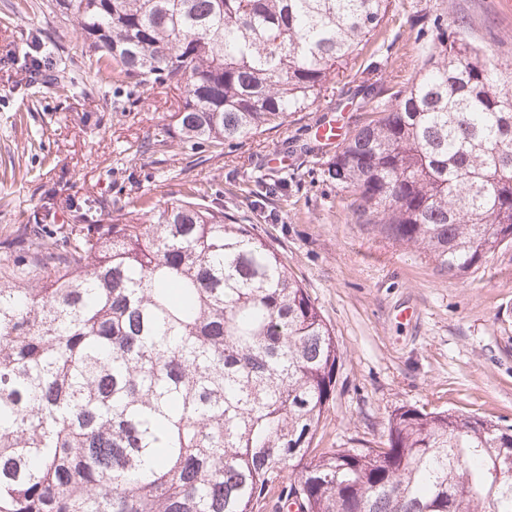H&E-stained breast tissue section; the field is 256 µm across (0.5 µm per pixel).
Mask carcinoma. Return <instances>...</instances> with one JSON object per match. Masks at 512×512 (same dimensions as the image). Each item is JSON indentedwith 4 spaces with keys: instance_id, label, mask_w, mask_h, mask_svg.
Listing matches in <instances>:
<instances>
[{
    "instance_id": "carcinoma-1",
    "label": "carcinoma",
    "mask_w": 512,
    "mask_h": 512,
    "mask_svg": "<svg viewBox=\"0 0 512 512\" xmlns=\"http://www.w3.org/2000/svg\"><path fill=\"white\" fill-rule=\"evenodd\" d=\"M96 82L182 95L158 145L220 156L317 107L392 0H56ZM356 222L466 275L512 245V71L440 38L325 170ZM192 186L26 224L0 264V512H512V425L402 407L317 451L343 353L278 251Z\"/></svg>"
}]
</instances>
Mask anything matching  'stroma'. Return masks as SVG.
<instances>
[{
    "instance_id": "stroma-1",
    "label": "stroma",
    "mask_w": 512,
    "mask_h": 512,
    "mask_svg": "<svg viewBox=\"0 0 512 512\" xmlns=\"http://www.w3.org/2000/svg\"><path fill=\"white\" fill-rule=\"evenodd\" d=\"M394 14L351 61L346 94L213 157L176 140L153 145L178 105L168 89L91 85L76 19L56 0H0V240L48 204L59 224L70 202L101 197L146 221L185 184H204L208 205L277 249L343 351L314 447L379 442L404 406L512 424V245L466 277L439 276L423 254L355 223L324 176L336 149L316 140L325 121L342 133L370 118L439 36H465L512 67V11L501 0H395ZM61 70L76 85L67 98L52 88ZM246 185L257 194H240Z\"/></svg>"
}]
</instances>
